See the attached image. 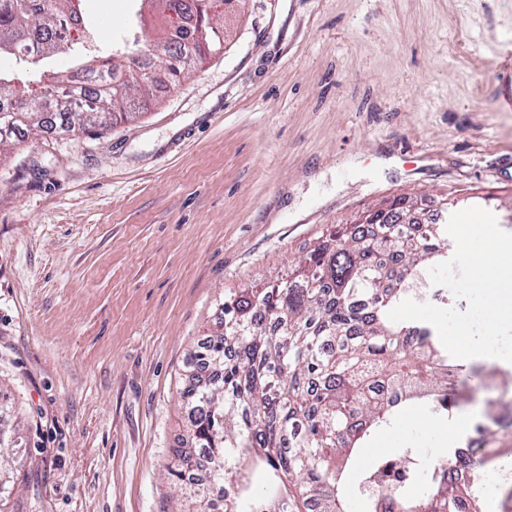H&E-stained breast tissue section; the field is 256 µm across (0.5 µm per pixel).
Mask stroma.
<instances>
[{
  "label": "stroma",
  "instance_id": "stroma-1",
  "mask_svg": "<svg viewBox=\"0 0 512 512\" xmlns=\"http://www.w3.org/2000/svg\"><path fill=\"white\" fill-rule=\"evenodd\" d=\"M139 0H82L101 42ZM232 44L145 113L0 160V393L25 463L6 512H193L165 467L186 433L178 393L218 305L262 287L334 224L393 196L434 214L492 193L512 232V0H246ZM420 407L365 449L430 457L465 434Z\"/></svg>",
  "mask_w": 512,
  "mask_h": 512
}]
</instances>
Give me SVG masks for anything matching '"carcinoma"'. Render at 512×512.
Returning a JSON list of instances; mask_svg holds the SVG:
<instances>
[{"mask_svg":"<svg viewBox=\"0 0 512 512\" xmlns=\"http://www.w3.org/2000/svg\"><path fill=\"white\" fill-rule=\"evenodd\" d=\"M156 13L183 15L186 0H152ZM81 16L80 0H0V58L39 75V89L19 94L16 77L0 71V148L29 133L57 127L83 135L112 124L115 114L136 115L140 99L159 85H174L224 44V14L216 24L162 27L154 41L164 56L139 57L143 44L121 50L100 46L96 29L57 40L65 19ZM71 64L64 76L42 65ZM382 252L400 263L401 287L387 290L378 264ZM448 259L446 224L425 225L411 238L384 216L342 224L322 234L286 275L265 288H247L221 305L211 334L195 356L179 392L187 416L186 446L167 466L177 486L199 507L233 512L210 498L228 484L241 493V462L256 457L273 470L263 503L248 512H349L346 477L380 430L421 405L449 420L457 408L448 353L437 332L387 312L402 300L429 299V269ZM509 391L485 399L465 447L483 453L465 460L469 485L458 484L444 463L430 465L411 448L367 462L359 474L362 512H484L478 486L486 473L512 469L497 448L494 408L509 407ZM208 469L190 481L185 474Z\"/></svg>","mask_w":512,"mask_h":512,"instance_id":"cac0c4a2","label":"carcinoma"}]
</instances>
